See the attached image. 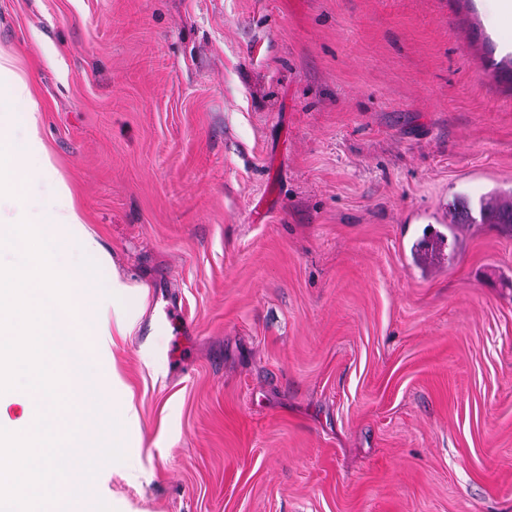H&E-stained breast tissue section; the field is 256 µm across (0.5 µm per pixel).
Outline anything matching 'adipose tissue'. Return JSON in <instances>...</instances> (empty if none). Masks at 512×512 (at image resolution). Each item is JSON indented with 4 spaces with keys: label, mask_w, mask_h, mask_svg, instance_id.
<instances>
[{
    "label": "adipose tissue",
    "mask_w": 512,
    "mask_h": 512,
    "mask_svg": "<svg viewBox=\"0 0 512 512\" xmlns=\"http://www.w3.org/2000/svg\"><path fill=\"white\" fill-rule=\"evenodd\" d=\"M23 121L26 136L13 138L15 121ZM52 155L41 136V108L35 88L16 69L12 55L0 52V249L13 250L14 270L0 274L1 297L20 294L13 307L0 303V322L9 321L20 330L30 324L45 325L42 348L63 359L66 377L81 390L78 414H71L68 392L62 385L47 389L41 373L26 361L13 365L14 372L25 374L27 384L17 395V403L38 400L35 412H22L5 419L0 407V440L15 442V454L28 458L26 469L8 476L9 493L0 492V512H33L42 492L30 476L50 469V453L41 432L42 423L58 427L60 434L82 428L83 439L71 451L65 478L66 498L91 503L95 500L94 472L106 461H123L127 456L121 422L134 413L120 397L106 399L101 373L83 349L80 333L106 335L110 325L120 332L130 330L124 299L129 291L119 278L103 279L99 274L100 249L89 239L68 235L70 226L83 223L69 190L59 186L45 214L24 209V186L54 175ZM83 256L81 263L64 269L63 277L74 289L70 302L53 294L48 275L55 256L70 248ZM111 413L112 427L101 433L99 422Z\"/></svg>",
    "instance_id": "ef3b65f1"
}]
</instances>
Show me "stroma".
<instances>
[{
  "instance_id": "35a3bbf8",
  "label": "stroma",
  "mask_w": 512,
  "mask_h": 512,
  "mask_svg": "<svg viewBox=\"0 0 512 512\" xmlns=\"http://www.w3.org/2000/svg\"><path fill=\"white\" fill-rule=\"evenodd\" d=\"M480 0H0L134 287L116 512H512V57ZM176 332L147 334L162 309ZM480 212L484 224H510L512 226V204H498L496 197L481 204Z\"/></svg>"
}]
</instances>
